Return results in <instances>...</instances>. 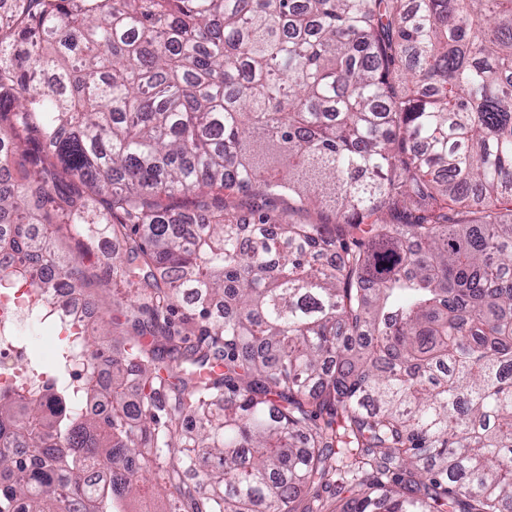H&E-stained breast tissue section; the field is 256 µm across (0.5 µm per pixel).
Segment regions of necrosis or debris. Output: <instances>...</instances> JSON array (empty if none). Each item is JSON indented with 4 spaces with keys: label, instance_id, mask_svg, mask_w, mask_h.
Returning a JSON list of instances; mask_svg holds the SVG:
<instances>
[{
    "label": "necrosis or debris",
    "instance_id": "1",
    "mask_svg": "<svg viewBox=\"0 0 512 512\" xmlns=\"http://www.w3.org/2000/svg\"><path fill=\"white\" fill-rule=\"evenodd\" d=\"M98 318L96 305L76 297L69 307H60L52 296L36 293L28 276L0 277V389L46 391L47 373L30 372L26 365L24 330L29 322L55 329L58 344L70 359L83 351L86 330Z\"/></svg>",
    "mask_w": 512,
    "mask_h": 512
}]
</instances>
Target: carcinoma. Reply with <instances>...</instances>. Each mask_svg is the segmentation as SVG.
<instances>
[{"label": "carcinoma", "instance_id": "carcinoma-1", "mask_svg": "<svg viewBox=\"0 0 512 512\" xmlns=\"http://www.w3.org/2000/svg\"><path fill=\"white\" fill-rule=\"evenodd\" d=\"M14 3L0 256L67 304L30 225L117 240L127 336L0 391V512H322L339 448L331 512H512V0ZM139 484L143 486L140 496L128 500L122 505V508L128 512H138L141 509H152V512H164L167 509L166 500L157 494H151V488L155 484V476L150 471L142 470L139 472ZM147 493L145 494L144 492Z\"/></svg>", "mask_w": 512, "mask_h": 512}]
</instances>
